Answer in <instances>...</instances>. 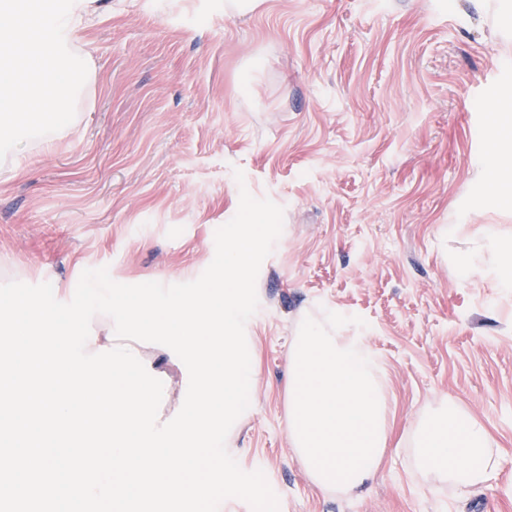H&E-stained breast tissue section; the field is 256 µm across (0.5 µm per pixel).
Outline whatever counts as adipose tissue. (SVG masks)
<instances>
[{"instance_id": "1", "label": "adipose tissue", "mask_w": 512, "mask_h": 512, "mask_svg": "<svg viewBox=\"0 0 512 512\" xmlns=\"http://www.w3.org/2000/svg\"><path fill=\"white\" fill-rule=\"evenodd\" d=\"M104 12L102 0H0V163H14L17 133L49 151L79 123L94 78L78 35ZM413 444L419 472L471 494L489 489L506 457L453 400L427 406Z\"/></svg>"}]
</instances>
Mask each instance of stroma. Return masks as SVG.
<instances>
[{
	"mask_svg": "<svg viewBox=\"0 0 512 512\" xmlns=\"http://www.w3.org/2000/svg\"><path fill=\"white\" fill-rule=\"evenodd\" d=\"M82 31L95 82L49 153L0 171V283L81 273L197 279L241 190L284 210L247 321L250 406L226 448L262 470L279 512H512V460L489 490L433 488L413 463L428 402H463L512 453V295L457 261L512 238V186L486 170L512 113V0H112ZM243 181H236L235 171ZM365 320L388 452L356 494L326 495L288 439L301 313Z\"/></svg>",
	"mask_w": 512,
	"mask_h": 512,
	"instance_id": "obj_1",
	"label": "stroma"
}]
</instances>
